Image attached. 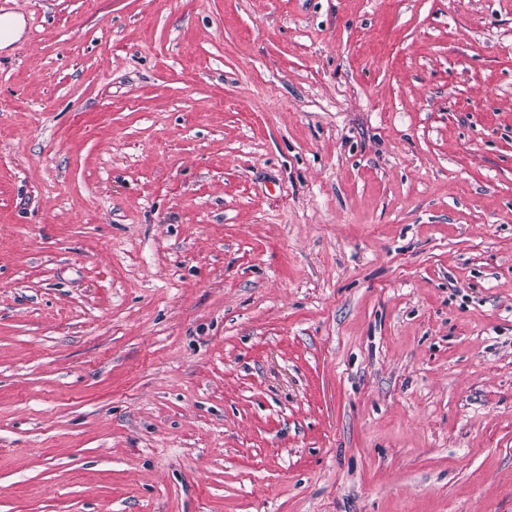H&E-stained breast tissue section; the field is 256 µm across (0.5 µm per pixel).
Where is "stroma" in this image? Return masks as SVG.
I'll return each instance as SVG.
<instances>
[{
	"instance_id": "35a3bbf8",
	"label": "stroma",
	"mask_w": 512,
	"mask_h": 512,
	"mask_svg": "<svg viewBox=\"0 0 512 512\" xmlns=\"http://www.w3.org/2000/svg\"><path fill=\"white\" fill-rule=\"evenodd\" d=\"M0 512H512V0H1Z\"/></svg>"
}]
</instances>
